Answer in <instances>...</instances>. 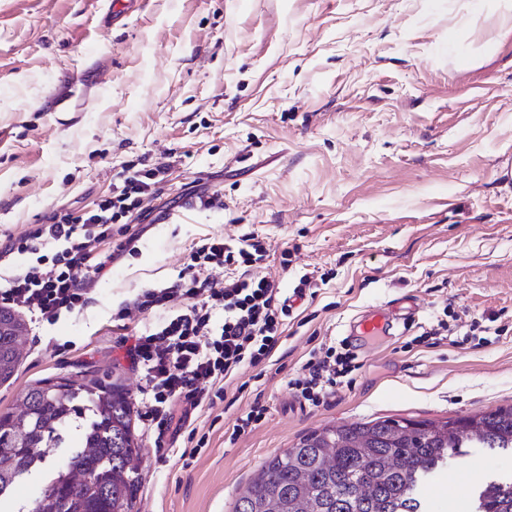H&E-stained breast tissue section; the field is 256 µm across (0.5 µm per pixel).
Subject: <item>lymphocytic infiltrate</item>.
<instances>
[{
    "mask_svg": "<svg viewBox=\"0 0 512 512\" xmlns=\"http://www.w3.org/2000/svg\"><path fill=\"white\" fill-rule=\"evenodd\" d=\"M156 177L153 169L126 176L97 208L54 213L48 223L10 240L0 254H29L33 260L9 277L0 302L23 309L41 327L84 310L116 255L133 251V237L114 242V226L154 192ZM266 252L253 235L238 246L203 239L175 280L142 289L117 311L120 321L136 312L163 314L135 334L129 350L144 379L143 418L157 437L186 431L191 409L223 399L226 378L258 367L280 343L292 306L290 295L258 272ZM216 269L227 271V278H214ZM359 368L353 352L322 346L311 351L288 388L320 407L348 386Z\"/></svg>",
    "mask_w": 512,
    "mask_h": 512,
    "instance_id": "f902f5d3",
    "label": "lymphocytic infiltrate"
}]
</instances>
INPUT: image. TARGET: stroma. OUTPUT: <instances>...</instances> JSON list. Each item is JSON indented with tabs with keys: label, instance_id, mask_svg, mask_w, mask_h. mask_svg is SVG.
Returning a JSON list of instances; mask_svg holds the SVG:
<instances>
[{
	"label": "stroma",
	"instance_id": "1",
	"mask_svg": "<svg viewBox=\"0 0 512 512\" xmlns=\"http://www.w3.org/2000/svg\"><path fill=\"white\" fill-rule=\"evenodd\" d=\"M493 43L490 56L467 51ZM163 168L91 304L30 328L0 412L38 381L92 372L136 395L127 354L142 288L173 281L192 244L254 234L262 271L302 300L263 370L193 409L209 443L167 458L134 418V512H232L265 462L305 434L387 417L436 422L512 405V29L491 0H0V248L52 213H80L120 178ZM221 195V204L203 199ZM290 251L282 266V251ZM412 296L414 319L359 353L321 407L287 387L350 321ZM493 319L486 343L416 344L429 315ZM264 419L232 437L253 403ZM69 432L18 478L0 512H31L77 450Z\"/></svg>",
	"mask_w": 512,
	"mask_h": 512
}]
</instances>
